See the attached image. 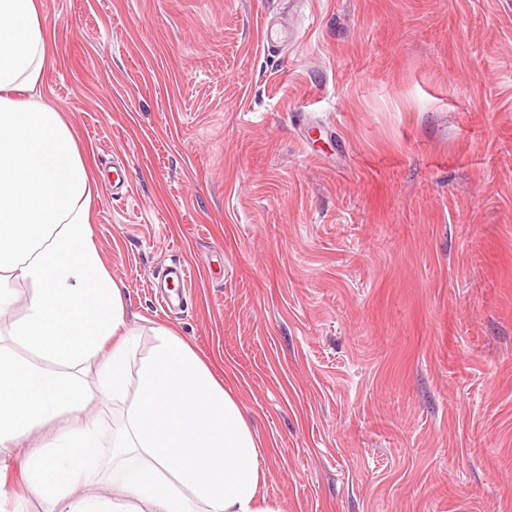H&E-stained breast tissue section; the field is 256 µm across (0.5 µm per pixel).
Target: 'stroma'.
<instances>
[{
    "mask_svg": "<svg viewBox=\"0 0 512 512\" xmlns=\"http://www.w3.org/2000/svg\"><path fill=\"white\" fill-rule=\"evenodd\" d=\"M41 4L132 362L194 348L280 512H512V0Z\"/></svg>",
    "mask_w": 512,
    "mask_h": 512,
    "instance_id": "stroma-1",
    "label": "stroma"
}]
</instances>
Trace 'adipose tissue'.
<instances>
[{
  "label": "adipose tissue",
  "mask_w": 512,
  "mask_h": 512,
  "mask_svg": "<svg viewBox=\"0 0 512 512\" xmlns=\"http://www.w3.org/2000/svg\"><path fill=\"white\" fill-rule=\"evenodd\" d=\"M48 50L39 0H0V282L30 287L0 347V466L62 417L25 465L28 490L50 493L56 512H276L238 398L172 330L155 329L128 394L138 328L93 241L77 134L36 93ZM111 336L122 342L100 358ZM97 399L126 416L111 435L83 416ZM101 482L116 497L85 493Z\"/></svg>",
  "instance_id": "obj_1"
}]
</instances>
